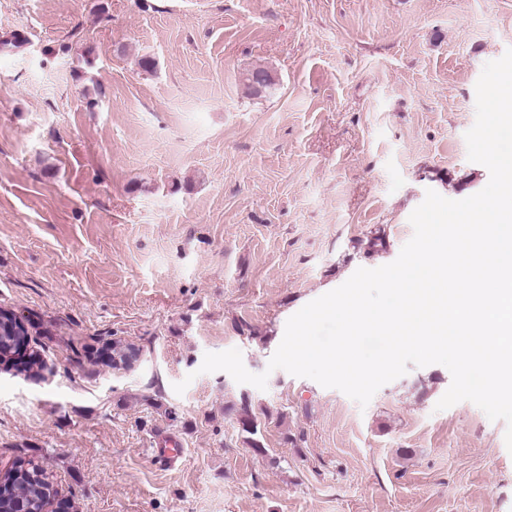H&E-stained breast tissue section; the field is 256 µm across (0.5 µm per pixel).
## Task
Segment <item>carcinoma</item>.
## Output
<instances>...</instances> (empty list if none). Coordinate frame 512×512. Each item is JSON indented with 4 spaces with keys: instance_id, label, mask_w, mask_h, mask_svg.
<instances>
[{
    "instance_id": "obj_1",
    "label": "carcinoma",
    "mask_w": 512,
    "mask_h": 512,
    "mask_svg": "<svg viewBox=\"0 0 512 512\" xmlns=\"http://www.w3.org/2000/svg\"><path fill=\"white\" fill-rule=\"evenodd\" d=\"M11 310L0 307V360L7 362L10 355L21 344L29 343V327L18 326L9 316ZM241 430L248 434V443L254 450L261 452L258 423L247 399H242L240 407L235 409ZM3 481L11 484L13 493L0 498V512H17L18 504H23L27 512H44L56 494L54 484L46 470L32 460H16L12 467L3 473Z\"/></svg>"
}]
</instances>
